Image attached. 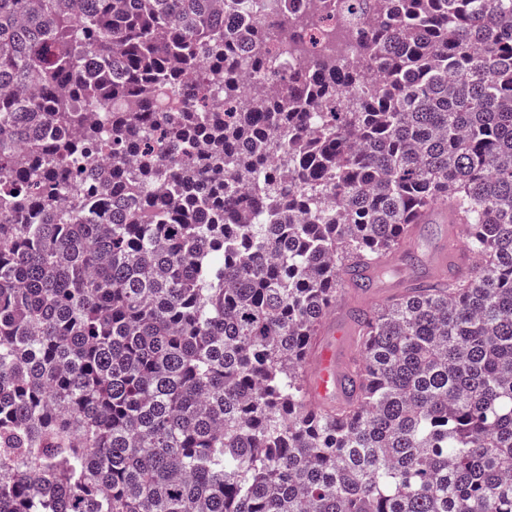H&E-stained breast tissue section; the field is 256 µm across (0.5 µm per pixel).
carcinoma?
<instances>
[{
  "label": "carcinoma",
  "instance_id": "obj_1",
  "mask_svg": "<svg viewBox=\"0 0 512 512\" xmlns=\"http://www.w3.org/2000/svg\"><path fill=\"white\" fill-rule=\"evenodd\" d=\"M224 2L0 0V512H512V0ZM448 201L480 266L311 404L340 276Z\"/></svg>",
  "mask_w": 512,
  "mask_h": 512
}]
</instances>
